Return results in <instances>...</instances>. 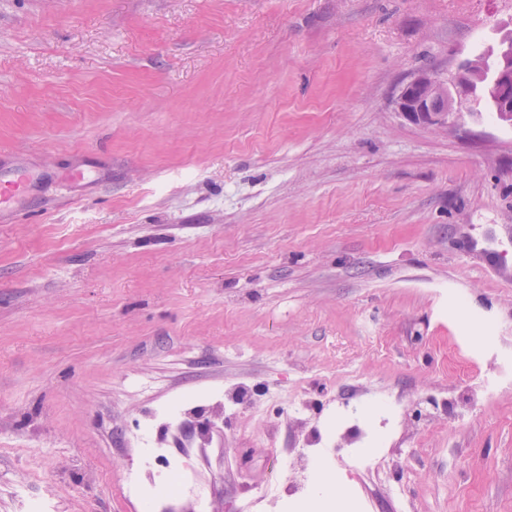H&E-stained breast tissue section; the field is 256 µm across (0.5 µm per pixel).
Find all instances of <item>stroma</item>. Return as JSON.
Here are the masks:
<instances>
[{
	"instance_id": "1",
	"label": "stroma",
	"mask_w": 512,
	"mask_h": 512,
	"mask_svg": "<svg viewBox=\"0 0 512 512\" xmlns=\"http://www.w3.org/2000/svg\"><path fill=\"white\" fill-rule=\"evenodd\" d=\"M512 0H0V512H141L136 420L187 391L212 512H512V125L396 99ZM398 465L273 501L345 402ZM301 398L303 425L287 416ZM26 189L27 177L23 173H18L9 180L2 179L0 187V214L13 210Z\"/></svg>"
}]
</instances>
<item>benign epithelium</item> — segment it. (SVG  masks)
Returning <instances> with one entry per match:
<instances>
[{"instance_id":"obj_1","label":"benign epithelium","mask_w":512,"mask_h":512,"mask_svg":"<svg viewBox=\"0 0 512 512\" xmlns=\"http://www.w3.org/2000/svg\"><path fill=\"white\" fill-rule=\"evenodd\" d=\"M485 78L495 96L499 119L511 123L512 47L509 45L500 50L489 73L486 72V58L476 55L456 68L451 85L428 72L418 75L401 90L398 109L419 125L446 129L449 117L454 114L455 101L469 96L459 84L475 86Z\"/></svg>"}]
</instances>
